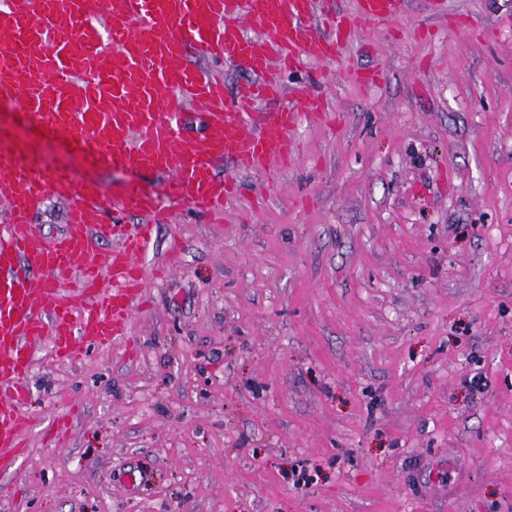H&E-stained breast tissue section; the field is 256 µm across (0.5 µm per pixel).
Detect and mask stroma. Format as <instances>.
<instances>
[{
    "instance_id": "1",
    "label": "stroma",
    "mask_w": 512,
    "mask_h": 512,
    "mask_svg": "<svg viewBox=\"0 0 512 512\" xmlns=\"http://www.w3.org/2000/svg\"><path fill=\"white\" fill-rule=\"evenodd\" d=\"M448 7L467 29L408 0L286 75L280 105L323 96L325 121L279 186L219 164L220 223L0 108L45 167L172 217L126 338L36 348L0 512H512V0Z\"/></svg>"
}]
</instances>
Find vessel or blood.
Returning a JSON list of instances; mask_svg holds the SVG:
<instances>
[{"label":"vessel or blood","instance_id":"obj_1","mask_svg":"<svg viewBox=\"0 0 512 512\" xmlns=\"http://www.w3.org/2000/svg\"><path fill=\"white\" fill-rule=\"evenodd\" d=\"M408 0H355L354 11L314 24L316 0H0V104L88 157L149 170L167 194L216 213L237 191L217 164L243 171L287 167L300 120L322 121L323 99L305 112L277 106L283 77L309 58L331 60L370 23L398 19ZM246 67L251 75L235 112H221L224 80L207 61ZM203 121L198 137L182 131ZM0 471L25 448L31 418L26 380L35 348L49 342L68 361L126 335L144 284L137 260L167 215L158 197L133 189L107 194L66 167L42 172L37 155L0 133ZM69 203L67 224L44 239L32 216L49 196ZM137 212L141 224L121 218ZM116 240V247L100 246ZM105 264L112 285L100 287ZM78 270L70 294L58 273Z\"/></svg>","mask_w":512,"mask_h":512}]
</instances>
